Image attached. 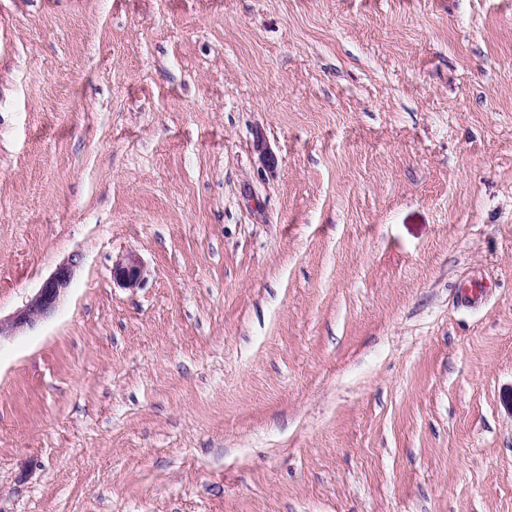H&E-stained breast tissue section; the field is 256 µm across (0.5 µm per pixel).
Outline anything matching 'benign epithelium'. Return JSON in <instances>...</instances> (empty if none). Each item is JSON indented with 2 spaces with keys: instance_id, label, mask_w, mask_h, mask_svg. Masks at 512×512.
I'll return each instance as SVG.
<instances>
[{
  "instance_id": "obj_1",
  "label": "benign epithelium",
  "mask_w": 512,
  "mask_h": 512,
  "mask_svg": "<svg viewBox=\"0 0 512 512\" xmlns=\"http://www.w3.org/2000/svg\"><path fill=\"white\" fill-rule=\"evenodd\" d=\"M74 265L73 260L60 264L23 307L10 317L0 319V338L10 336L53 314L61 297L70 287ZM112 280L122 288L139 287L144 280V267L139 257L128 253L116 261L112 265Z\"/></svg>"
}]
</instances>
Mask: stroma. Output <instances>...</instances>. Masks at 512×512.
<instances>
[{
  "label": "stroma",
  "instance_id": "obj_1",
  "mask_svg": "<svg viewBox=\"0 0 512 512\" xmlns=\"http://www.w3.org/2000/svg\"><path fill=\"white\" fill-rule=\"evenodd\" d=\"M71 257L0 512H512V0H0V315ZM112 280L122 288H137L144 280V267L136 254L128 253L112 265Z\"/></svg>",
  "mask_w": 512,
  "mask_h": 512
}]
</instances>
